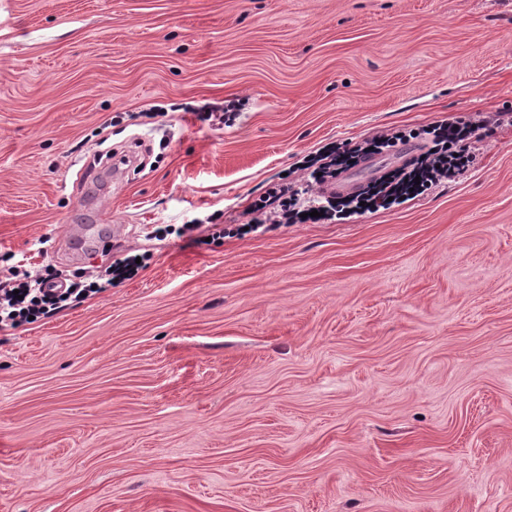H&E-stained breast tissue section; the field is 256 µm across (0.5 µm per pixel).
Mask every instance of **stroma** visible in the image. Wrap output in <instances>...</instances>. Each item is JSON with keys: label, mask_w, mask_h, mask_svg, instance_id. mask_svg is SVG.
<instances>
[{"label": "stroma", "mask_w": 512, "mask_h": 512, "mask_svg": "<svg viewBox=\"0 0 512 512\" xmlns=\"http://www.w3.org/2000/svg\"><path fill=\"white\" fill-rule=\"evenodd\" d=\"M501 112L512 0H0V255L141 259L0 326V512H512ZM460 116L454 181L237 234L328 144ZM114 149L145 161L83 184Z\"/></svg>", "instance_id": "35a3bbf8"}]
</instances>
